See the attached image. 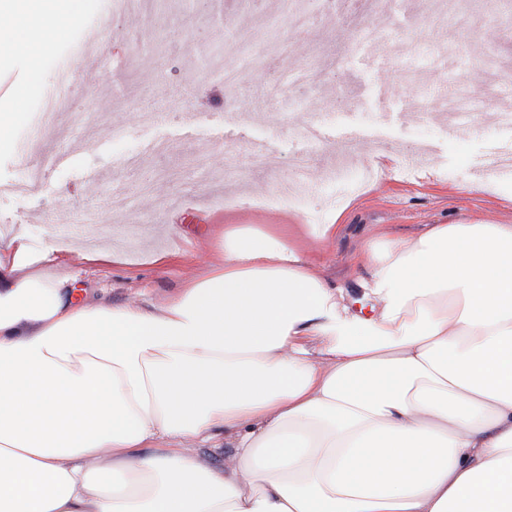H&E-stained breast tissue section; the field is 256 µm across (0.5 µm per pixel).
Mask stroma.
Here are the masks:
<instances>
[{"label": "stroma", "instance_id": "obj_1", "mask_svg": "<svg viewBox=\"0 0 512 512\" xmlns=\"http://www.w3.org/2000/svg\"><path fill=\"white\" fill-rule=\"evenodd\" d=\"M110 2L86 0L80 19L39 64L20 52L0 63V107L21 115L11 142L0 147V229L21 227L35 243L64 245L45 270L76 276L88 304L157 307L212 260L211 239L223 223L328 224L340 216L342 234L312 242L310 257L353 300L370 273L352 261L364 238L386 232L410 239L426 224H512V178L475 169L494 144L512 141V130L486 121L453 132L440 95L450 75L463 81L475 71L483 111L512 110V39L487 35L494 27L512 30V0H497L493 11L485 0H449L444 11L433 10V0H382L359 16L340 7L302 37L294 17L315 14L318 0H147L144 17ZM104 14L112 47L82 59L83 34ZM362 25L382 40L351 49ZM242 33L267 47L276 68L251 65L228 89L217 73ZM67 59L80 76L64 118L46 135L43 108ZM303 61L311 77L293 88L289 106L269 101V75L284 78ZM93 82L104 92L87 93ZM418 106L427 108L428 121L418 120ZM33 131L44 151L64 161L45 170L38 191L18 194L11 184L37 161L28 145ZM349 137L359 150L345 157L341 144ZM256 143L278 156L277 169L254 165ZM419 145L429 148L425 166L378 163V153ZM339 161L374 176L338 192L323 170ZM93 172L98 182L90 181ZM287 178L300 182L305 206L280 202L276 183ZM118 186L128 199L122 211L109 207ZM90 240L107 241L120 262L85 261ZM164 253L169 261L157 263Z\"/></svg>", "mask_w": 512, "mask_h": 512}]
</instances>
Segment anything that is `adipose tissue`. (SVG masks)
<instances>
[{"instance_id": "obj_1", "label": "adipose tissue", "mask_w": 512, "mask_h": 512, "mask_svg": "<svg viewBox=\"0 0 512 512\" xmlns=\"http://www.w3.org/2000/svg\"><path fill=\"white\" fill-rule=\"evenodd\" d=\"M84 8L0 0V46L39 60ZM341 230L225 225L153 310L82 304L12 233L0 512H512V224L365 239L355 304L307 255Z\"/></svg>"}]
</instances>
